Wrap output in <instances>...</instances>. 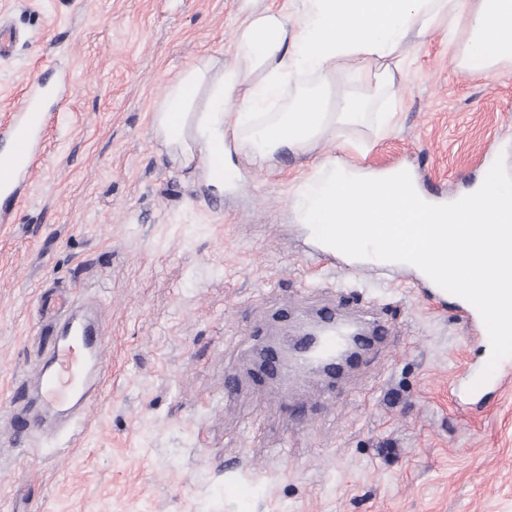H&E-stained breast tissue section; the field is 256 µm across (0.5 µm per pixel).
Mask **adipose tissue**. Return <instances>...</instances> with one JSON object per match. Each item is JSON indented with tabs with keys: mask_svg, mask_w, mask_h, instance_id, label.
I'll use <instances>...</instances> for the list:
<instances>
[{
	"mask_svg": "<svg viewBox=\"0 0 512 512\" xmlns=\"http://www.w3.org/2000/svg\"><path fill=\"white\" fill-rule=\"evenodd\" d=\"M441 33L461 69L489 74L512 61V0H297L293 14L247 0L234 62L203 57L182 70L152 109L154 136L184 165L205 156L211 184L223 188L227 142L262 165L371 117L392 125L394 111L378 102L410 55ZM302 75L313 84L286 95ZM235 99L244 107L232 113Z\"/></svg>",
	"mask_w": 512,
	"mask_h": 512,
	"instance_id": "obj_1",
	"label": "adipose tissue"
}]
</instances>
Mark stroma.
Instances as JSON below:
<instances>
[{"instance_id": "1", "label": "stroma", "mask_w": 512, "mask_h": 512, "mask_svg": "<svg viewBox=\"0 0 512 512\" xmlns=\"http://www.w3.org/2000/svg\"><path fill=\"white\" fill-rule=\"evenodd\" d=\"M243 0H0V124L67 83L40 160L0 223V512H512V383L466 404L487 344L434 309L412 271L312 263L293 188L323 140L208 184L156 142L151 106L199 57H234ZM396 120L343 129L372 170L427 198L512 173V64L473 76L441 38L394 76ZM100 299L110 369L76 434L11 442L13 395L52 329L56 291ZM332 308L388 336L336 379L260 381L258 344ZM236 377L234 391L224 380Z\"/></svg>"}]
</instances>
